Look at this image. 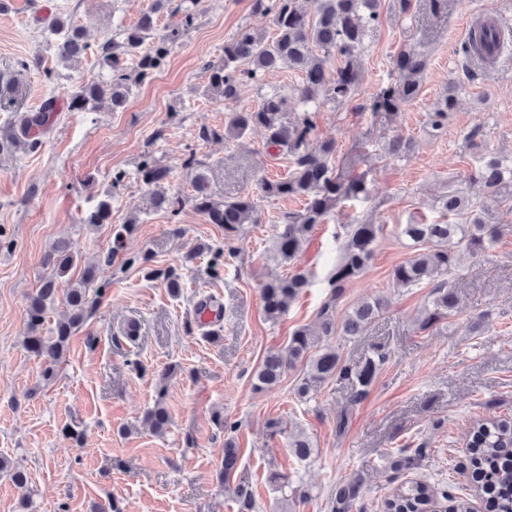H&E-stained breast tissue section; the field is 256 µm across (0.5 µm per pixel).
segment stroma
Listing matches in <instances>:
<instances>
[{"label": "stroma", "instance_id": "35a3bbf8", "mask_svg": "<svg viewBox=\"0 0 512 512\" xmlns=\"http://www.w3.org/2000/svg\"><path fill=\"white\" fill-rule=\"evenodd\" d=\"M412 0L411 15L399 0H381V22L357 60L360 95L368 97L386 80L390 57L402 41L426 57L419 97L392 122L372 120L355 103L324 107L316 118L317 139L332 138L338 153L366 149L370 198L333 211L316 226L296 260L278 264L270 251L273 229L283 213L300 209L295 199L262 197L261 179L285 177L288 156H267L263 131L240 139H202L223 130L222 102L205 91L203 61L220 63L224 45L238 28L269 33L253 0H199L192 25L171 45L163 68L133 85L126 107L100 105L70 112L66 105L81 81L98 78L95 55L59 60L42 34L44 19L61 17L87 28L92 45L129 26L150 0H0V71L42 55V67L18 71L15 98L23 110L48 97L62 105L37 149L0 143V456L27 472L30 502L8 477L0 476V512H101L116 503L122 512H237L218 480L224 429L217 419L238 424L241 466L249 475L256 512H279L270 471L289 473L312 489L292 512H325L332 486L353 473L365 479L362 512H381L396 487L387 453L426 446L414 479L448 486L466 495L477 512L485 504L469 478L464 434L479 417L512 416V201L497 206L507 229L476 257H462L454 275L456 313L430 328L421 326L424 288L396 287L391 272L413 249L398 237L410 216L438 218L436 199L454 189L471 198L484 190L469 176L480 155L512 153V63L465 75L459 47L472 21L498 12L512 27V0ZM458 86L448 131L435 138L423 129L424 112L447 88ZM413 136L416 146L395 159L383 147L394 135ZM207 165L218 198L251 194L259 221L233 234L207 223L195 209V169L189 154ZM168 169V193L182 200L178 213L154 210L140 179L145 157ZM123 173L114 182L115 173ZM110 197L112 221L93 226L83 216ZM381 224L375 255L337 300V312L381 296L380 316L353 338L335 337L344 356L359 359L376 344L389 350L369 396L351 407L349 427L337 435L336 416L347 406L349 386L332 382L316 400L293 393L297 371L256 393L250 375L269 352L284 349L297 327L313 324L330 295L329 277L340 256L342 227L354 220ZM133 231L116 241L123 224ZM67 241L76 257L68 276L80 280L95 269L102 297L96 311L70 338L56 378L43 382L40 360L24 347L27 308L47 273L44 260L56 241ZM210 252L192 257L197 244ZM112 264H105L107 253ZM175 268L179 294L147 268ZM305 270L310 284L279 320L262 310L260 288L268 275ZM212 298L224 317L219 339L202 337L199 303ZM481 321L476 335L466 333ZM181 373L165 398L171 423L155 435L145 415L155 384L170 365ZM298 422L318 443L317 456L298 462L284 438H269L265 419ZM80 423L82 440L63 428Z\"/></svg>", "mask_w": 512, "mask_h": 512}]
</instances>
